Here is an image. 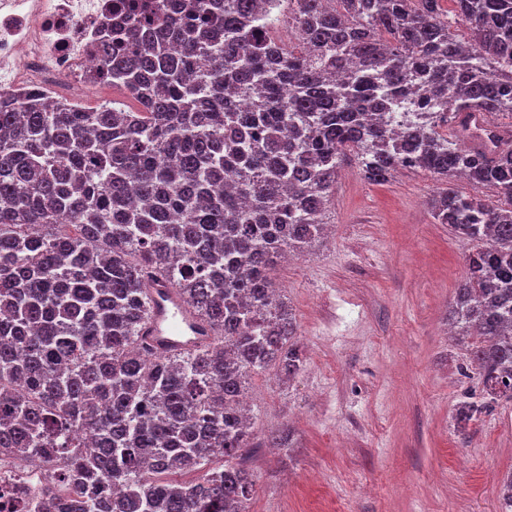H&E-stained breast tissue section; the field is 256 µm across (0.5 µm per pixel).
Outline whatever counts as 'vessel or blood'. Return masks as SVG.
Returning a JSON list of instances; mask_svg holds the SVG:
<instances>
[{"label": "vessel or blood", "instance_id": "b4317fda", "mask_svg": "<svg viewBox=\"0 0 512 512\" xmlns=\"http://www.w3.org/2000/svg\"><path fill=\"white\" fill-rule=\"evenodd\" d=\"M145 293L149 311L142 336L153 354L194 350L211 341V325L196 314L177 288L153 276L147 282Z\"/></svg>", "mask_w": 512, "mask_h": 512}]
</instances>
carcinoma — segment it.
I'll list each match as a JSON object with an SVG mask.
<instances>
[{
    "mask_svg": "<svg viewBox=\"0 0 512 512\" xmlns=\"http://www.w3.org/2000/svg\"><path fill=\"white\" fill-rule=\"evenodd\" d=\"M438 2L288 0L284 47L272 0H122L101 75L137 107L0 96V448L56 462L75 496L46 512H247L246 385L306 364L272 272L325 232L350 155L439 182L435 222L474 243L448 325L512 402V0H452L466 38ZM152 274L210 344L147 354Z\"/></svg>",
    "mask_w": 512,
    "mask_h": 512,
    "instance_id": "1",
    "label": "carcinoma"
}]
</instances>
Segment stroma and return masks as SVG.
<instances>
[{
  "mask_svg": "<svg viewBox=\"0 0 512 512\" xmlns=\"http://www.w3.org/2000/svg\"><path fill=\"white\" fill-rule=\"evenodd\" d=\"M437 188L421 170L372 184L346 160L331 233L277 267L307 360L296 378L270 368L248 385V512H501L512 404L457 429L458 408L482 402L447 333L472 244L435 223ZM284 429L289 447H270Z\"/></svg>",
  "mask_w": 512,
  "mask_h": 512,
  "instance_id": "1",
  "label": "stroma"
}]
</instances>
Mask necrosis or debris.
Wrapping results in <instances>:
<instances>
[{
  "mask_svg": "<svg viewBox=\"0 0 512 512\" xmlns=\"http://www.w3.org/2000/svg\"><path fill=\"white\" fill-rule=\"evenodd\" d=\"M115 0H0V94L65 90L82 102L102 86L97 44L112 23ZM54 463L0 448V512H45L44 485Z\"/></svg>",
  "mask_w": 512,
  "mask_h": 512,
  "instance_id": "necrosis-or-debris-1",
  "label": "necrosis or debris"
}]
</instances>
